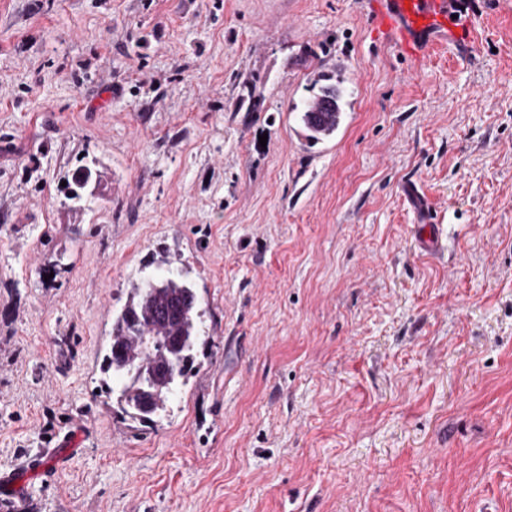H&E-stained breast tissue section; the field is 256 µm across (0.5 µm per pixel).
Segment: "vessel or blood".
Masks as SVG:
<instances>
[{
	"instance_id": "b4317fda",
	"label": "vessel or blood",
	"mask_w": 512,
	"mask_h": 512,
	"mask_svg": "<svg viewBox=\"0 0 512 512\" xmlns=\"http://www.w3.org/2000/svg\"><path fill=\"white\" fill-rule=\"evenodd\" d=\"M368 7L374 29L389 35L397 51L412 59L420 58L437 36H453L457 16L473 12L470 0H368ZM415 243L423 254H439L438 225L420 226Z\"/></svg>"
}]
</instances>
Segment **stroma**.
I'll list each match as a JSON object with an SVG mask.
<instances>
[{"mask_svg":"<svg viewBox=\"0 0 512 512\" xmlns=\"http://www.w3.org/2000/svg\"><path fill=\"white\" fill-rule=\"evenodd\" d=\"M477 2L413 60L365 0H0V474L85 434L0 512H512V0ZM168 271L207 335L144 425L100 367ZM341 81H334L333 76L318 73L311 83L313 94L294 106L298 122L303 128L306 140L311 144L329 140L336 134V112H345V92ZM317 89V91H314ZM331 94L333 105L326 109L322 106L323 97ZM325 116L322 117V113ZM415 243L419 251L426 255H436L442 251V239L437 224H425L418 227Z\"/></svg>","mask_w":512,"mask_h":512,"instance_id":"obj_1","label":"stroma"}]
</instances>
